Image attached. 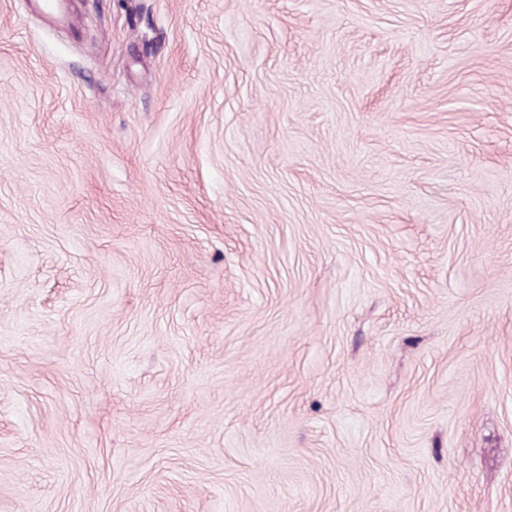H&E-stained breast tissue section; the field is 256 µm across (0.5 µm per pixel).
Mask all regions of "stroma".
Returning <instances> with one entry per match:
<instances>
[{
	"instance_id": "1",
	"label": "stroma",
	"mask_w": 512,
	"mask_h": 512,
	"mask_svg": "<svg viewBox=\"0 0 512 512\" xmlns=\"http://www.w3.org/2000/svg\"><path fill=\"white\" fill-rule=\"evenodd\" d=\"M0 0V512H512V0Z\"/></svg>"
}]
</instances>
